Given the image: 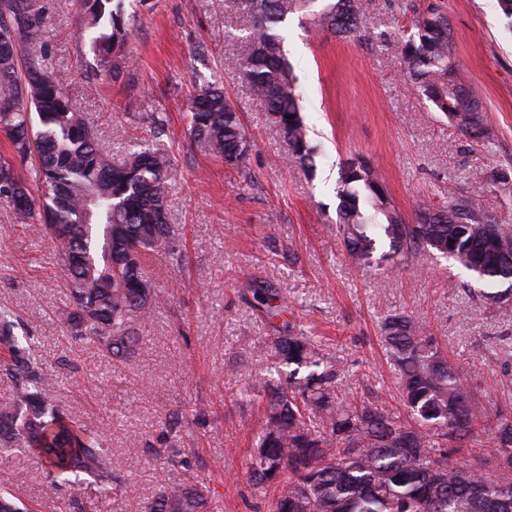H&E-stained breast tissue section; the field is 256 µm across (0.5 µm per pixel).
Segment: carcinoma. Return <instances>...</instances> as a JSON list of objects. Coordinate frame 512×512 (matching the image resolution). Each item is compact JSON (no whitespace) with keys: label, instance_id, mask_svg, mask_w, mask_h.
Listing matches in <instances>:
<instances>
[{"label":"carcinoma","instance_id":"1","mask_svg":"<svg viewBox=\"0 0 512 512\" xmlns=\"http://www.w3.org/2000/svg\"><path fill=\"white\" fill-rule=\"evenodd\" d=\"M87 17L93 64L90 91L101 74L129 63L125 0H79ZM253 32L237 51L241 76L264 105L293 159L311 162L281 24L308 15L342 39L362 37L364 0H237ZM39 0H0V202L23 223L37 220L57 253L70 291L61 318L75 340L99 344L114 356L135 350L132 323L148 318L161 296L144 274V260L172 244L166 199L174 166L167 152L144 147L120 164L107 159L93 124L59 88L43 57ZM455 38L442 4L431 0L413 16L401 43L405 74L419 95L448 123L485 136L482 97L460 76ZM189 130L197 148L230 165L246 161V136L224 89L199 81L191 98ZM508 184L492 173L470 195L444 210L420 204L408 224L393 204L374 163L359 154L340 166L339 231L350 259L371 262L377 237L385 257L404 260L419 248L451 259L479 281L507 288L480 290L482 305L512 301V225L483 210L477 197ZM266 313L277 316L282 297L256 291ZM12 314L0 309V345L18 366L14 397L0 406V451L14 447L39 455L56 480L93 478L112 491V468L101 435L84 429L48 394L55 382L33 350L18 358ZM388 363L400 376L405 413L365 398L340 396L346 366L288 322L275 327L270 362L244 395L262 405L261 426L249 458L253 480L277 488L270 512H512V412L490 420L427 329L408 315L383 325ZM486 433L494 450L476 446ZM462 455L460 463L450 461ZM198 487L160 486L147 512H205Z\"/></svg>","mask_w":512,"mask_h":512}]
</instances>
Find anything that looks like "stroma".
Here are the masks:
<instances>
[{
    "instance_id": "1",
    "label": "stroma",
    "mask_w": 512,
    "mask_h": 512,
    "mask_svg": "<svg viewBox=\"0 0 512 512\" xmlns=\"http://www.w3.org/2000/svg\"><path fill=\"white\" fill-rule=\"evenodd\" d=\"M428 2L368 0L361 40L289 18L284 44L314 148L307 167L289 157L240 78L236 41L249 23L235 0H128L131 61L102 76L93 93L79 0H41L60 87L99 130L110 160L122 162L136 143L174 155L167 199L174 241L144 266L163 302L134 323L135 353L117 358L67 333L60 311L69 291L51 243L0 205V308L13 312L20 346L35 349L57 375L52 400L104 436L115 474L107 496L90 478L53 489L40 457L12 452L0 455V488L35 512H145L161 484L184 482L205 490L207 512H269L275 489L258 490L247 472L258 407L240 396L265 366L260 348L274 333L252 295L266 286L286 299L284 320L347 365L344 395L399 409L380 327L404 312L461 364L480 405L512 408V304H475L476 281L428 250L393 269L377 258L354 265L336 228L339 166L356 153L377 163L408 221L419 203L446 208L491 172L512 178V20L498 0H443L461 74L486 108L485 137L470 138L404 75L400 41ZM203 77L223 84L242 118L245 166L190 142L186 112Z\"/></svg>"
}]
</instances>
